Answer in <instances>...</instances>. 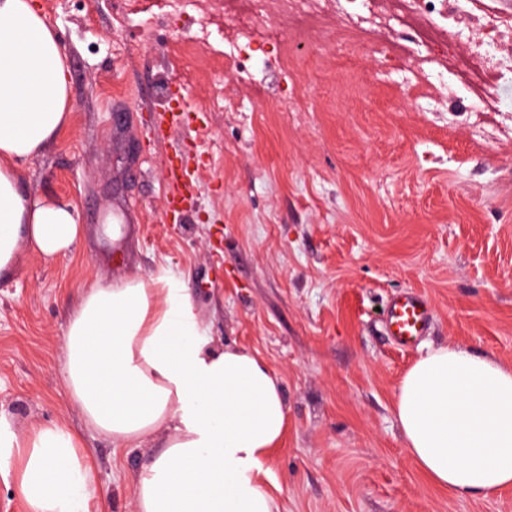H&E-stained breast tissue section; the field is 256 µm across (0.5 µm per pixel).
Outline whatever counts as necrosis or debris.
<instances>
[{"label": "necrosis or debris", "mask_w": 512, "mask_h": 512, "mask_svg": "<svg viewBox=\"0 0 512 512\" xmlns=\"http://www.w3.org/2000/svg\"><path fill=\"white\" fill-rule=\"evenodd\" d=\"M171 14L198 25L172 53L194 60L221 30L234 79L289 71L302 45L366 49L427 111L512 112V0H173Z\"/></svg>", "instance_id": "necrosis-or-debris-1"}]
</instances>
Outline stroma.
Here are the masks:
<instances>
[{"mask_svg": "<svg viewBox=\"0 0 512 512\" xmlns=\"http://www.w3.org/2000/svg\"><path fill=\"white\" fill-rule=\"evenodd\" d=\"M69 58V126L24 163L36 195L72 201L84 234L45 262L20 247L0 278V410L18 432L64 422L95 462L109 512H133L145 449L113 453L71 406L64 331L80 288L170 268L190 288L216 346L257 352L279 377L288 434L270 461L282 512H512V488L456 497L427 483L392 404L408 367L432 348L463 345L512 364V114L423 112L371 55L362 90L310 91L309 112L245 94L239 112L185 113L154 137L163 89L201 90L207 58L168 48L180 30L163 0L129 14L124 0H39ZM138 149L112 157L114 123ZM190 147L192 202L167 207L168 158ZM123 219L114 240L100 228ZM425 295L431 332L409 350L384 333L396 292Z\"/></svg>", "mask_w": 512, "mask_h": 512, "instance_id": "1", "label": "stroma"}]
</instances>
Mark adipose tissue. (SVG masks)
Here are the masks:
<instances>
[{
    "instance_id": "1",
    "label": "adipose tissue",
    "mask_w": 512,
    "mask_h": 512,
    "mask_svg": "<svg viewBox=\"0 0 512 512\" xmlns=\"http://www.w3.org/2000/svg\"><path fill=\"white\" fill-rule=\"evenodd\" d=\"M68 56L36 0H0V275L19 244L70 251L76 206L37 196L22 165L68 125ZM73 405L116 450L156 448L133 475L134 512H281L267 478L288 432L278 376L250 349L216 348L184 281L168 269L83 288L64 332ZM411 457L459 497L512 487V366L462 346L416 359L395 392ZM0 476L27 512H102L95 466L66 424L18 433L0 413Z\"/></svg>"
}]
</instances>
